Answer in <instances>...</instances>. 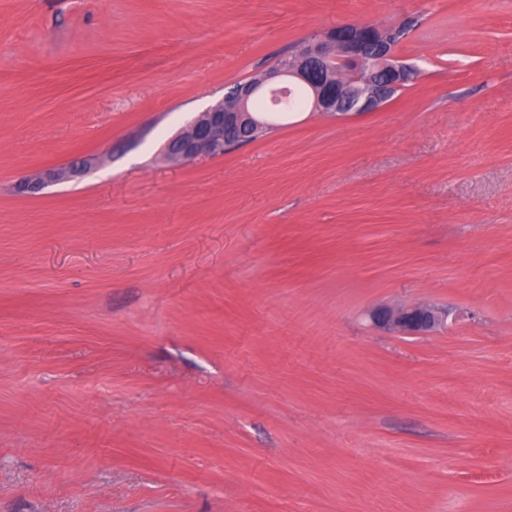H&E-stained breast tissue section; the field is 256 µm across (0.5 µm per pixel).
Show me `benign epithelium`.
I'll use <instances>...</instances> for the list:
<instances>
[{
  "label": "benign epithelium",
  "instance_id": "7a95c632",
  "mask_svg": "<svg viewBox=\"0 0 512 512\" xmlns=\"http://www.w3.org/2000/svg\"><path fill=\"white\" fill-rule=\"evenodd\" d=\"M396 28L372 24L340 25L302 41L285 62L260 79L235 84L227 95L197 113L164 147L166 159L189 162L224 154V144L270 124L255 116L254 101L261 93L276 95L305 88L311 111L329 116L376 112L405 85L409 64L397 55ZM102 159L76 154L52 175V168L30 172L17 185L19 192L36 196L49 186L76 178L88 162ZM376 328L405 336H424L448 322V310L431 303L403 307L380 306L371 311Z\"/></svg>",
  "mask_w": 512,
  "mask_h": 512
}]
</instances>
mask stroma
<instances>
[{"mask_svg": "<svg viewBox=\"0 0 512 512\" xmlns=\"http://www.w3.org/2000/svg\"><path fill=\"white\" fill-rule=\"evenodd\" d=\"M407 19L379 111L160 161L301 39ZM0 512H512V0H0ZM91 156L84 154H76L71 157L70 161L62 167H46L30 172L25 178L21 179L17 185L20 193L36 196L43 192L49 186L64 183L76 178L81 170H83ZM50 171H60L51 175ZM448 310L431 303L403 307L380 306L371 311L376 328L405 336H424L438 331L448 322Z\"/></svg>", "mask_w": 512, "mask_h": 512, "instance_id": "35a3bbf8", "label": "stroma"}]
</instances>
